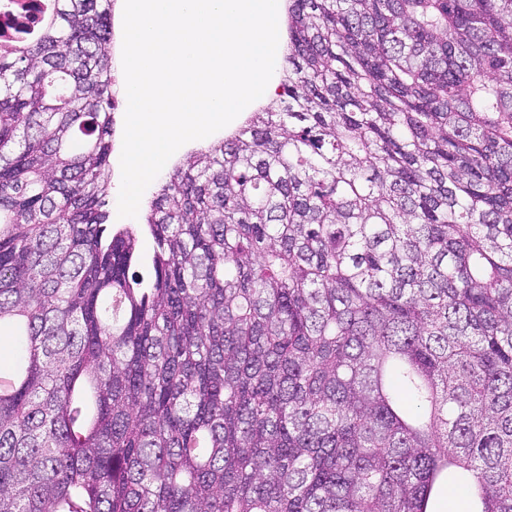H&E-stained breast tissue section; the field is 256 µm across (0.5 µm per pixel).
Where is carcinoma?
Here are the masks:
<instances>
[{
  "mask_svg": "<svg viewBox=\"0 0 512 512\" xmlns=\"http://www.w3.org/2000/svg\"><path fill=\"white\" fill-rule=\"evenodd\" d=\"M53 2L0 44V512H512V0H286L143 228L115 0ZM126 112V102L122 100L120 103L119 109L115 112L116 120H117V134L115 140V148L112 155V166H113V178H112V194L110 197V208L112 211V223L114 224H142L144 222V215L148 205V202L158 190L159 185L162 183L165 176L168 174L172 166L180 159H183L186 154L190 153L193 150L204 148L209 144L216 142L222 138H224V134L235 129L244 119L245 114H239L235 120H233L229 125L220 131L214 133L209 136L207 139L193 144L189 147H185L181 149V151L163 168L160 174L153 180V182L147 187L145 190L140 207L139 212L136 218H119L117 211V199L121 185V167H120V156L122 151V138H123V130H124V116ZM448 483L441 482L435 491L434 497L431 500V505L428 510L435 512H467L470 510L469 497L465 488L456 487L452 492V497L448 496L447 491Z\"/></svg>",
  "mask_w": 512,
  "mask_h": 512,
  "instance_id": "carcinoma-1",
  "label": "carcinoma"
}]
</instances>
